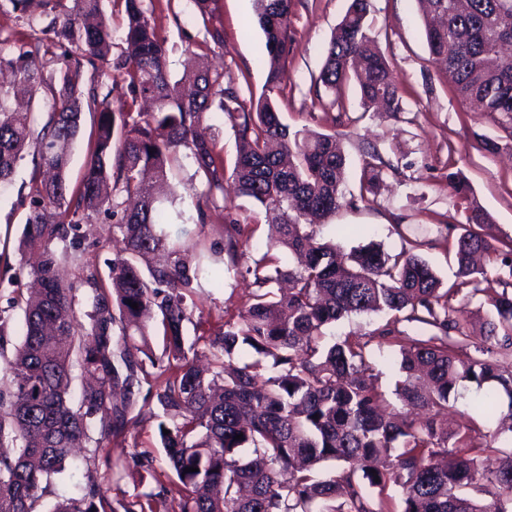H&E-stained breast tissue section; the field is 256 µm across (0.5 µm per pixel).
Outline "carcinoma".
I'll list each match as a JSON object with an SVG mask.
<instances>
[{
  "instance_id": "cac0c4a2",
  "label": "carcinoma",
  "mask_w": 512,
  "mask_h": 512,
  "mask_svg": "<svg viewBox=\"0 0 512 512\" xmlns=\"http://www.w3.org/2000/svg\"><path fill=\"white\" fill-rule=\"evenodd\" d=\"M72 2L42 27L43 52L23 41L0 48V72L11 76L9 86H0V185L28 156L36 169L54 172L48 181L32 177L27 193L22 247L38 261L21 262L0 279L15 286L27 273L40 283L21 298V341L6 367L12 387L0 391V512H35L44 483L66 469L92 429L105 437L136 423L128 414L142 382L156 390L164 411L158 438L168 471H157L144 453L139 467L155 489L109 502L97 496L89 474L82 498L60 499L49 512H154L155 504L162 512H391L385 497L391 487L400 491L398 512H512V294L487 297L491 319L480 340L467 334L462 309L451 304L464 287L479 292L474 284L487 270L475 266L478 254L501 258L509 276L504 286L512 287V239L493 245L471 229L486 215L468 209V228L445 237L462 277L455 288L442 287L409 250L391 256L371 242L343 254L316 240L313 224L349 204L340 190L345 155L338 133L292 129L280 118L276 96L286 89L293 0H254L268 68L260 96L248 103L241 84L222 71L199 66L173 78L166 39L145 0H118L126 47L115 57L102 0ZM418 2L428 50L460 101L502 116L512 129V55L501 50L512 43V0ZM368 14V0H351L314 85L339 106V93L352 84L364 106L395 115L402 99L369 34ZM87 65L112 69V81L126 88L127 111L112 108V91L100 94ZM42 88L51 94L52 112L40 126L31 107L13 100L20 94L32 100ZM140 101L152 110L133 111ZM85 105L98 112L94 147L80 188L71 192L69 147ZM214 105L236 131L237 195L264 209L276 236L265 250L244 256L240 240L252 239L258 225L238 223L224 207V254L235 268L245 260L253 289L236 310L218 312L217 329L199 321L187 345L186 297L204 281L224 285V267L203 263L202 254L188 261L193 244L181 239L187 230L176 238L166 231L145 176L167 182L169 156L183 149L208 190H224V158L201 131ZM382 164L377 152L365 154L361 200L379 182ZM100 214L123 244L112 259L110 292L92 272L76 281L59 275L60 266L82 262L80 225ZM283 251L299 256L300 267L283 269ZM80 292L90 307L86 327L73 316ZM381 311L397 313L376 332L399 348L395 395L402 408L427 413L420 421L382 412L370 341L355 336L323 344L324 330L341 318ZM403 320L431 331L411 336L400 329ZM202 343L212 347L206 370L197 365ZM244 348L252 356L240 363ZM74 361L93 379L76 403ZM466 383L489 389L482 409L506 405L495 429L467 424L450 433L437 426L435 416L454 407ZM242 448L250 454L239 456ZM489 449L502 454L493 466L485 464ZM325 462L334 469L319 470ZM170 476L179 493L169 503L163 478Z\"/></svg>"
}]
</instances>
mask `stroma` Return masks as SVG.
<instances>
[{
  "mask_svg": "<svg viewBox=\"0 0 512 512\" xmlns=\"http://www.w3.org/2000/svg\"><path fill=\"white\" fill-rule=\"evenodd\" d=\"M370 34L385 54L402 96L403 110L397 115L363 111L354 89L343 91L342 109L331 108L330 95L316 96L314 79L325 59L332 29L343 16L347 0H294L291 17L293 50L286 63L288 86L277 98L283 123L342 135L347 158L341 189L345 196L356 197L355 205L340 209L326 223L316 225V237L344 249L380 243L389 253L415 246L444 284L457 282V266L449 256L443 238L447 227L464 224L459 199L448 184V172L460 173L468 186V200L488 216L485 233L496 239L512 238V131L501 125L499 115L475 111L462 104L445 72L430 56L423 33L417 0H369ZM149 8L161 34L167 40L168 68L180 77L192 61L188 50L207 39L210 31H220L221 45L210 54L211 67L223 70L225 77L240 79L248 75L253 95H260L266 79L261 59L265 44L258 25L253 0H216L213 12L202 18L194 13L189 0H151ZM493 139L497 152L484 147ZM377 150L385 167L375 195L359 200L361 159L366 151ZM33 172L31 161H24L10 185L0 191V273L18 266V245L23 237L25 208L16 204L23 186ZM170 182L175 186V206L166 207L170 223H177L178 212L208 214L206 247L224 248L222 209L232 206L241 223H264V212L256 204L236 196L232 177H225L223 192L208 193L203 174L193 159L178 153L171 163ZM363 227L360 235H343L340 225ZM81 248L86 271L108 278L112 258L121 248L112 237V222L97 217L80 229ZM488 270L479 293L461 292L454 306L463 307L471 335L484 333L489 318L485 303L488 294L501 291L500 266L494 257H486ZM250 285L240 274L229 271L220 288L205 287L194 295L196 311L215 313L230 304L244 301ZM133 413L136 424L103 439L97 453L82 449L89 466L68 469L53 479L43 506L60 496L84 495L88 479H95L101 495L108 500L133 498L143 492L141 470L133 460L136 453L147 452L156 467L165 464L158 444V417L163 409L155 394L136 391ZM122 461L125 469L120 480H113L112 466Z\"/></svg>",
  "mask_w": 512,
  "mask_h": 512,
  "instance_id": "obj_1",
  "label": "stroma"
}]
</instances>
